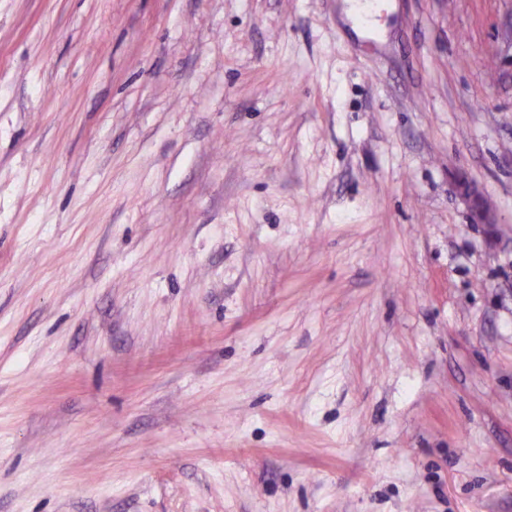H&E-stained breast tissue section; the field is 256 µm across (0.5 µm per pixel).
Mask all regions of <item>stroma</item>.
Segmentation results:
<instances>
[{"label": "stroma", "mask_w": 512, "mask_h": 512, "mask_svg": "<svg viewBox=\"0 0 512 512\" xmlns=\"http://www.w3.org/2000/svg\"><path fill=\"white\" fill-rule=\"evenodd\" d=\"M0 512H512V0H0ZM453 192L462 196L468 203L470 223L482 224L492 233L496 224H500L496 211L487 204L483 192L465 173H460L453 183Z\"/></svg>", "instance_id": "stroma-1"}]
</instances>
